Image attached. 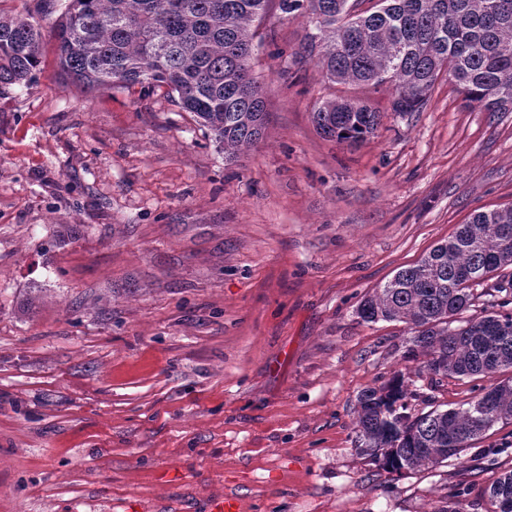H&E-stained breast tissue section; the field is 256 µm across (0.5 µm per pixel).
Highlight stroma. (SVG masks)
I'll return each mask as SVG.
<instances>
[{
    "instance_id": "stroma-1",
    "label": "stroma",
    "mask_w": 512,
    "mask_h": 512,
    "mask_svg": "<svg viewBox=\"0 0 512 512\" xmlns=\"http://www.w3.org/2000/svg\"><path fill=\"white\" fill-rule=\"evenodd\" d=\"M52 11L31 86L0 91V512H469L512 467L455 459L398 475L356 450L359 393L401 372L409 333L357 307L479 208L512 205V112L462 105L447 76L421 111L359 96L377 138H322L341 95L306 56L308 19L270 0L255 29L262 138L236 162L176 96L60 74ZM497 377L444 380L416 412Z\"/></svg>"
}]
</instances>
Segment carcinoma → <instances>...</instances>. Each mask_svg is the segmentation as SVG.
Here are the masks:
<instances>
[{"instance_id":"1","label":"carcinoma","mask_w":512,"mask_h":512,"mask_svg":"<svg viewBox=\"0 0 512 512\" xmlns=\"http://www.w3.org/2000/svg\"><path fill=\"white\" fill-rule=\"evenodd\" d=\"M268 0H69L54 26L62 71L89 89L139 86L178 96L233 161L265 125L263 88L251 73L254 33ZM292 18L308 17L328 82L393 85L395 112H418L441 71L465 104L512 112V0H376L357 13L350 0H278ZM42 36L27 17L0 11V86L34 81ZM328 140L357 146L378 135L380 113L351 99H327L313 112ZM512 206L477 209L454 235L364 296L366 322H401L411 337L404 358H426L435 377L477 380L510 373L456 409L415 414L424 386L398 373L358 396L361 452L391 473L434 467L469 451L490 466L508 443L477 448L486 432L512 419V299L452 326L477 298L474 290L512 288ZM489 512H512V468L484 491Z\"/></svg>"}]
</instances>
